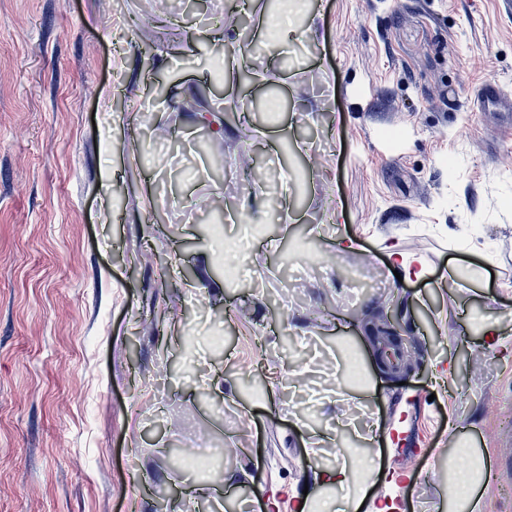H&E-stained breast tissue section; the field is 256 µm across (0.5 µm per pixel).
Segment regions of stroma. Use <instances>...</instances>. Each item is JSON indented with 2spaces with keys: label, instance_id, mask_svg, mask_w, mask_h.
Returning a JSON list of instances; mask_svg holds the SVG:
<instances>
[{
  "label": "stroma",
  "instance_id": "obj_1",
  "mask_svg": "<svg viewBox=\"0 0 512 512\" xmlns=\"http://www.w3.org/2000/svg\"><path fill=\"white\" fill-rule=\"evenodd\" d=\"M234 2L170 0L173 25L150 0H0V512H294L339 453L368 467L362 512H436L466 453L490 458L485 512H512V356L479 332L495 317L512 336V5L311 0L296 19L317 35L275 57L254 41L250 78L218 99L200 34ZM148 68L178 78L164 103ZM208 111L226 116L220 183L192 144ZM247 155L261 183L239 184ZM390 242L429 280L398 281ZM226 258L247 274L214 279ZM163 310L160 344L142 321ZM382 310L422 351L399 380L370 336ZM450 361L453 388H434ZM347 420L384 436L310 447Z\"/></svg>",
  "mask_w": 512,
  "mask_h": 512
}]
</instances>
